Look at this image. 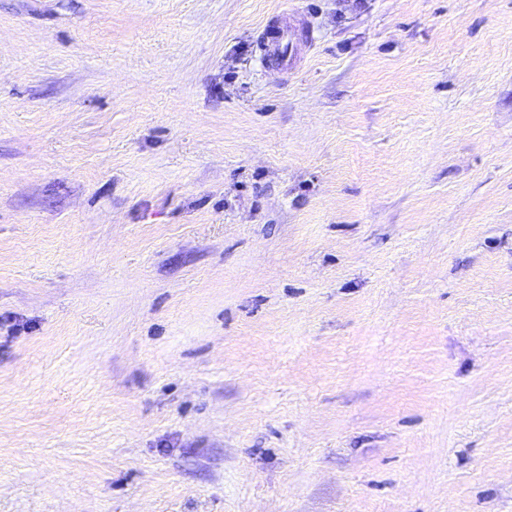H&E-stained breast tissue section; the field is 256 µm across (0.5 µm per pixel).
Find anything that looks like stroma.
<instances>
[{"label":"stroma","instance_id":"stroma-1","mask_svg":"<svg viewBox=\"0 0 512 512\" xmlns=\"http://www.w3.org/2000/svg\"><path fill=\"white\" fill-rule=\"evenodd\" d=\"M0 512H512V0H0ZM260 36V50L266 60L282 69H288L297 61L300 53L294 45L295 30L288 26L285 17H271Z\"/></svg>","mask_w":512,"mask_h":512}]
</instances>
